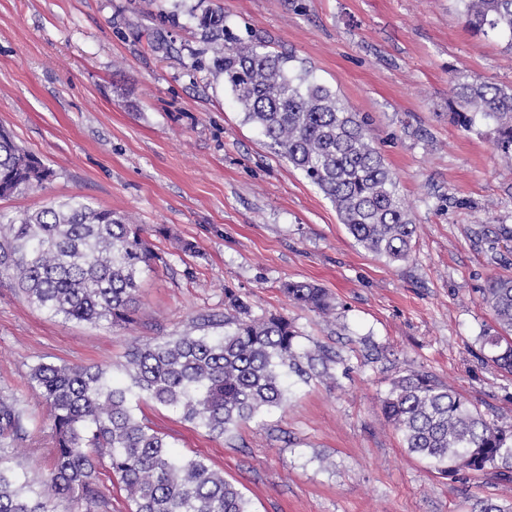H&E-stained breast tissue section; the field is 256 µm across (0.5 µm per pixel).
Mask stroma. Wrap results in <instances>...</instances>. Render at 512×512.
I'll use <instances>...</instances> for the list:
<instances>
[{"mask_svg":"<svg viewBox=\"0 0 512 512\" xmlns=\"http://www.w3.org/2000/svg\"><path fill=\"white\" fill-rule=\"evenodd\" d=\"M211 10L235 34L292 52L368 115L417 226L408 261L359 245L246 121L206 67L199 21ZM457 70L512 87V52L471 34L456 0H0V125L54 171L45 188L1 198L0 212L78 196L149 228L163 258L143 276L127 329L51 317L0 274V394L44 414L27 383L41 360L105 363L125 381L132 342L223 315L229 288L340 361L226 438L141 404L138 417L177 454L208 458L253 512H512V483L491 471L439 475L381 409L393 379L427 371L512 425V375L483 346L497 329L483 292L512 277V170L452 122ZM286 280L325 288L332 312L290 302Z\"/></svg>","mask_w":512,"mask_h":512,"instance_id":"stroma-1","label":"stroma"}]
</instances>
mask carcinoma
I'll list each match as a JSON object with an SVG mask.
<instances>
[{
  "instance_id": "carcinoma-1",
  "label": "carcinoma",
  "mask_w": 512,
  "mask_h": 512,
  "mask_svg": "<svg viewBox=\"0 0 512 512\" xmlns=\"http://www.w3.org/2000/svg\"><path fill=\"white\" fill-rule=\"evenodd\" d=\"M457 2L472 33H495L512 49V0ZM200 25L215 43L213 72L224 75L246 120L332 201L358 244L390 262L407 261L416 225L365 118L295 65L292 53L273 54L260 41L228 32L222 14H206ZM448 109L461 131L488 136L494 151L512 162V89L456 73ZM52 177L0 127V198ZM160 261L144 226L76 196L35 214H0V272L13 274L29 302L65 321L133 323L143 274ZM280 290L301 307L330 309L324 290L313 284L287 280ZM483 300L500 328L484 344L494 367L512 375V277L492 279ZM224 305L229 313L211 322L210 334L132 343L124 363L128 386L117 385L102 364L40 361L28 384L46 405L42 418L28 416L16 396L1 394L0 455H13L26 437L43 434L51 466L33 482L0 460V512H100L103 465L126 493L130 512H252L240 489L206 458L172 452L130 403L135 395L223 436L283 407L290 376H327L338 363L328 350L301 349L288 318L253 316L230 288ZM382 412L404 447L438 474L492 469L512 482V428L486 418L435 376L394 380Z\"/></svg>"
}]
</instances>
